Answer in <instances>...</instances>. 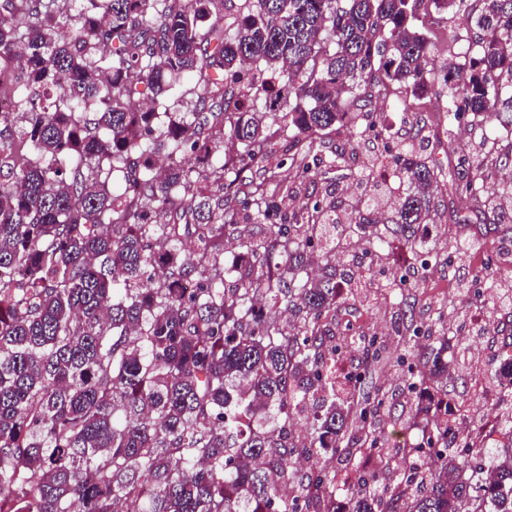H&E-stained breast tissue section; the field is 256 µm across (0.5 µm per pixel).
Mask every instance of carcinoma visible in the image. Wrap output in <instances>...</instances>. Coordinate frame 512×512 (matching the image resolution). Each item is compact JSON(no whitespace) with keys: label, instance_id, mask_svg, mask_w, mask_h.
Masks as SVG:
<instances>
[{"label":"carcinoma","instance_id":"1","mask_svg":"<svg viewBox=\"0 0 512 512\" xmlns=\"http://www.w3.org/2000/svg\"><path fill=\"white\" fill-rule=\"evenodd\" d=\"M0 0V512H512V448L483 467L437 427L431 385L448 336L410 373L434 451L393 492L336 497L321 451L375 402L294 411L336 356V209L361 254L442 247L432 188L449 178L494 211L469 153L447 170L405 144L385 208L317 199L286 211L280 144L305 180L339 171L330 134L369 91L421 97L442 81L447 125L496 112L512 134V0ZM450 11L466 51L441 59L417 22ZM279 114L265 123L260 98ZM268 230L253 242L250 222ZM240 252L224 260L228 234ZM231 287H226V282ZM191 284V291L185 285ZM398 329L418 334L413 304Z\"/></svg>","mask_w":512,"mask_h":512}]
</instances>
